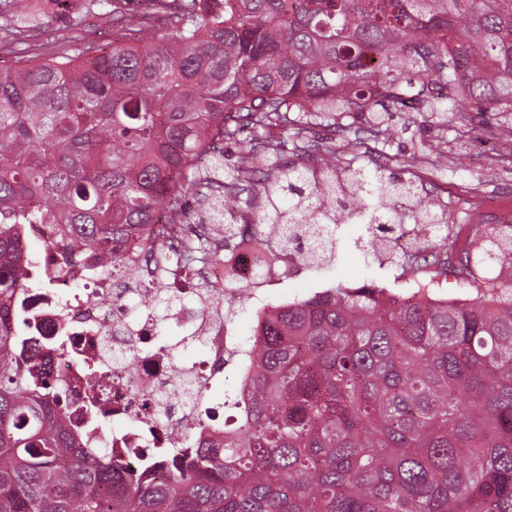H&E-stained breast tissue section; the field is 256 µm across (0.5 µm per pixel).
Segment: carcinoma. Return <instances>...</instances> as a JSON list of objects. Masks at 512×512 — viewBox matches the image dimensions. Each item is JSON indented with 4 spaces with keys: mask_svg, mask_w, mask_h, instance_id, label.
I'll use <instances>...</instances> for the list:
<instances>
[{
    "mask_svg": "<svg viewBox=\"0 0 512 512\" xmlns=\"http://www.w3.org/2000/svg\"><path fill=\"white\" fill-rule=\"evenodd\" d=\"M83 30L72 53L30 55L40 29L29 0H0V512H512V284L483 275L512 264V224L487 229L451 261L395 250L409 222L429 246L447 223L423 187L382 165L369 174L303 136L346 119L377 133L411 95L448 128L453 91L497 116L512 138V0H154L133 23L123 0H47ZM257 138L227 184L207 176L224 144ZM316 161L266 167L289 150ZM201 224L235 236V212L257 207L256 234L278 228L281 250L331 257L336 227L369 215L403 269H451L470 287L442 299L338 285L256 324L253 398L224 422L222 448L168 460L167 477L82 447L58 381L17 349L28 288L22 238L57 227L64 273L89 253L125 273L122 248L148 224ZM405 199L409 208L394 203Z\"/></svg>",
    "mask_w": 512,
    "mask_h": 512,
    "instance_id": "obj_1",
    "label": "carcinoma"
}]
</instances>
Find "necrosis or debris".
I'll use <instances>...</instances> for the list:
<instances>
[{"label":"necrosis or debris","instance_id":"4bbe7bcc","mask_svg":"<svg viewBox=\"0 0 512 512\" xmlns=\"http://www.w3.org/2000/svg\"><path fill=\"white\" fill-rule=\"evenodd\" d=\"M147 233L163 250L151 253L142 238L129 240L123 283L95 261L77 260L51 288L21 289L13 304L24 315L23 340L42 347L50 375L61 380L69 420L82 430L85 447L132 469L156 465L162 477L158 459L185 447L188 438L223 443L224 400L211 393L219 368L233 369L235 404L250 400V350L224 324V304L233 294L224 273L247 282L271 273L272 264L246 224L227 245L203 224H153ZM164 293L179 301L161 317L154 301ZM114 312L119 321L111 320ZM163 320L181 330L180 345L201 350L183 369L197 397L170 394L171 348L156 342ZM92 367L104 375L95 391L86 383Z\"/></svg>","mask_w":512,"mask_h":512}]
</instances>
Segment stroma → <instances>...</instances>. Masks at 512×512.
Returning a JSON list of instances; mask_svg holds the SVG:
<instances>
[{"instance_id": "stroma-1", "label": "stroma", "mask_w": 512, "mask_h": 512, "mask_svg": "<svg viewBox=\"0 0 512 512\" xmlns=\"http://www.w3.org/2000/svg\"><path fill=\"white\" fill-rule=\"evenodd\" d=\"M486 121V116L475 112L470 122L454 121L443 133L430 127L426 112L400 111L393 117L389 138L364 134L356 162L370 168L377 164L399 168L407 177L425 183L431 199L448 213L446 233L434 239V246L459 249L463 241L456 233L458 226H465L470 234H482L489 203L512 204V140L475 137V129L484 127ZM362 231V225L354 221L340 225L336 254L327 262L297 266L274 282L238 283L235 302L225 319L229 335L243 342L251 339L256 326L250 301L254 292L291 303L340 284L355 288L371 283L406 293L408 279L399 266L388 260H365L355 247Z\"/></svg>"}]
</instances>
